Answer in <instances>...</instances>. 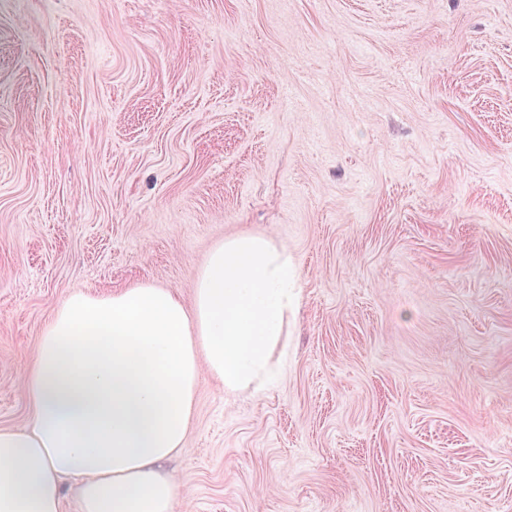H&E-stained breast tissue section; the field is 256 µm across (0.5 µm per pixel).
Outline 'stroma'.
<instances>
[{
    "mask_svg": "<svg viewBox=\"0 0 512 512\" xmlns=\"http://www.w3.org/2000/svg\"><path fill=\"white\" fill-rule=\"evenodd\" d=\"M246 233L285 363L201 377L171 512H512V0H0V428L69 295Z\"/></svg>",
    "mask_w": 512,
    "mask_h": 512,
    "instance_id": "1",
    "label": "stroma"
}]
</instances>
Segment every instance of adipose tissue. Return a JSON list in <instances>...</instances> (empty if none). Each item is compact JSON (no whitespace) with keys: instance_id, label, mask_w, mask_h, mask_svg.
<instances>
[{"instance_id":"ef3b65f1","label":"adipose tissue","mask_w":512,"mask_h":512,"mask_svg":"<svg viewBox=\"0 0 512 512\" xmlns=\"http://www.w3.org/2000/svg\"><path fill=\"white\" fill-rule=\"evenodd\" d=\"M298 301L287 246L264 235L217 244L189 308L151 283L69 296L28 365L30 427L0 428V512H62L66 477L81 512H170L163 465L185 450L201 374L228 395L271 384Z\"/></svg>"}]
</instances>
